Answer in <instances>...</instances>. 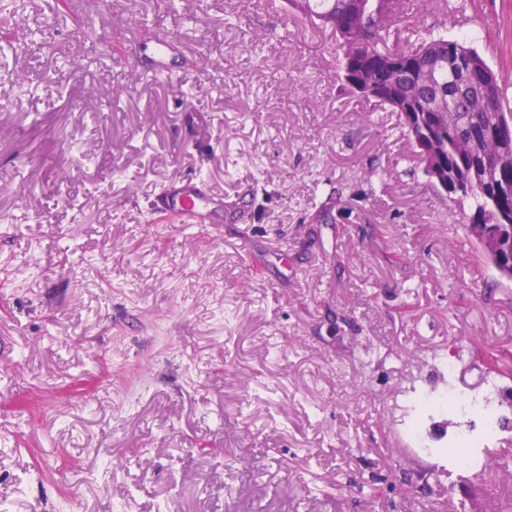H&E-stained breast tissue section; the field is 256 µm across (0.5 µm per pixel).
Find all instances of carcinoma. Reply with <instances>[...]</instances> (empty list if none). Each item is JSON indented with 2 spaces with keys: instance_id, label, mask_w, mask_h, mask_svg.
Instances as JSON below:
<instances>
[{
  "instance_id": "cac0c4a2",
  "label": "carcinoma",
  "mask_w": 512,
  "mask_h": 512,
  "mask_svg": "<svg viewBox=\"0 0 512 512\" xmlns=\"http://www.w3.org/2000/svg\"><path fill=\"white\" fill-rule=\"evenodd\" d=\"M299 13L333 29L339 39L338 69L343 79L355 70L374 99L396 113L415 153L428 165L439 166L456 192L453 202L469 207L471 222L460 226L463 237L474 243L482 258V237L495 233L503 238L499 254L512 263V223L500 215L512 212V166L499 169L496 161L503 146L490 133L492 118L505 111L498 76L475 49H470L466 68L473 93H460L459 65L452 51L467 45L464 38L428 35L410 47L381 52L373 43L390 34L389 21L400 11L394 0H362L373 21L363 32L346 29L351 0H286Z\"/></svg>"
}]
</instances>
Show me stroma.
<instances>
[{"instance_id":"stroma-1","label":"stroma","mask_w":512,"mask_h":512,"mask_svg":"<svg viewBox=\"0 0 512 512\" xmlns=\"http://www.w3.org/2000/svg\"><path fill=\"white\" fill-rule=\"evenodd\" d=\"M53 2L15 7L25 84L0 80V504L512 512L511 429L477 476L446 451L467 415L416 448L404 406L512 420L480 355L512 352V282L445 232L469 211L340 78L333 31L284 0ZM426 33L469 35L512 95V0L419 7L377 47ZM199 174L206 232L156 203Z\"/></svg>"}]
</instances>
